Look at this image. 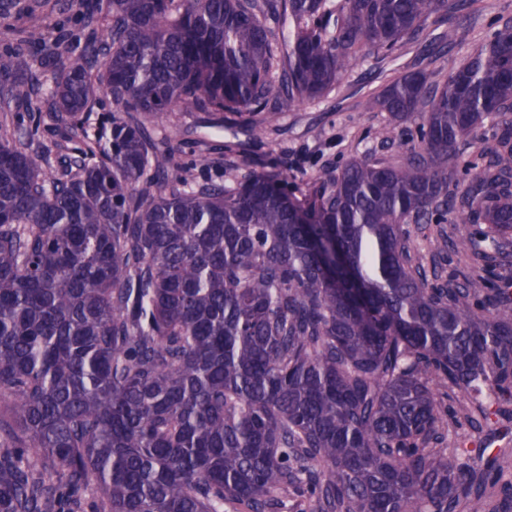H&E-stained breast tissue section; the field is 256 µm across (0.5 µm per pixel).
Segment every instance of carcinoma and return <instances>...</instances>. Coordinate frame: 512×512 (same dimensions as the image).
Segmentation results:
<instances>
[{
	"label": "carcinoma",
	"mask_w": 512,
	"mask_h": 512,
	"mask_svg": "<svg viewBox=\"0 0 512 512\" xmlns=\"http://www.w3.org/2000/svg\"><path fill=\"white\" fill-rule=\"evenodd\" d=\"M102 2L106 35L88 15L48 90L79 147L53 168L0 139V512H488L499 460L438 447L432 387L488 389L478 428L512 403V294L430 283L400 225L456 210L512 244V24L442 84L368 100L382 146L423 115L405 159L324 171L298 202L249 168L171 172L135 115L286 111L457 0ZM99 93L121 109L93 126ZM487 120L501 134L464 162ZM450 247L487 258L467 230Z\"/></svg>",
	"instance_id": "cac0c4a2"
}]
</instances>
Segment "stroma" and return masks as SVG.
I'll list each match as a JSON object with an SVG mask.
<instances>
[{
  "label": "stroma",
  "instance_id": "1",
  "mask_svg": "<svg viewBox=\"0 0 512 512\" xmlns=\"http://www.w3.org/2000/svg\"><path fill=\"white\" fill-rule=\"evenodd\" d=\"M94 5L95 0H0V55L16 53L27 62L13 78H0V136L30 135L40 145L72 148L41 94L22 105L10 101L8 90L16 79L44 87L59 79L69 55L84 47L82 26ZM35 16L45 33L44 44L37 46L23 40ZM509 20L512 0H460L459 10L446 25L455 32L453 41H441L446 27L426 24L417 38L402 41L392 54L375 53L352 64L341 86L324 99L269 115L264 134L258 136L251 130L250 116L239 112H172L149 124L148 131L154 137L168 135L178 162L193 166L201 179L218 183L227 166H247L277 176L289 194L300 200L322 170L339 171L352 160L378 152L373 132L388 124L390 117L367 109L368 99L393 78L426 64L445 71L461 63ZM458 228L452 218L445 224H406L402 230L413 239L418 261L437 266L446 282L472 274L467 254L453 249L442 254L436 248L437 240L455 237ZM434 393L449 447L473 450L485 445L507 461L488 492L503 512H512V432L496 424L491 431L476 433L468 423L475 408L470 394L452 385L436 387Z\"/></svg>",
  "mask_w": 512,
  "mask_h": 512
}]
</instances>
